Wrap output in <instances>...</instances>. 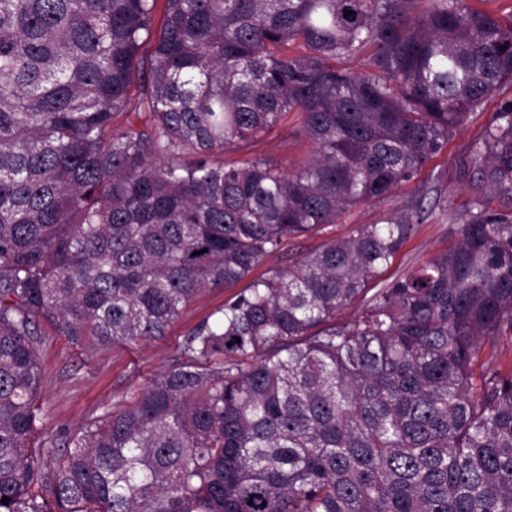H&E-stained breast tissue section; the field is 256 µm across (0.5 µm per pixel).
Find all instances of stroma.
Instances as JSON below:
<instances>
[{
  "mask_svg": "<svg viewBox=\"0 0 512 512\" xmlns=\"http://www.w3.org/2000/svg\"><path fill=\"white\" fill-rule=\"evenodd\" d=\"M509 101H512L511 84L503 86L482 109L473 113L449 140L446 149L414 181L402 185L387 200L357 205L343 223L329 225L323 234L288 240L280 251L254 269V276H262L270 268L287 266L290 260L316 251L325 239L347 237L355 225L382 223L417 198L429 205L442 196L448 200L449 212H461L479 182L474 174H460L459 161L471 142L482 134L493 113ZM311 149V143L289 138L286 127L280 126L271 130L255 151L286 166L307 156ZM447 227V219L439 216L421 224L384 272V279H393L445 250L449 245ZM232 294L229 288L204 293L184 310L166 336L139 344L104 342L92 335L74 342L55 335L51 327H44L45 338L40 347L43 411L39 422L43 435L65 441L71 430L131 402L155 377L178 365L179 347L188 331Z\"/></svg>",
  "mask_w": 512,
  "mask_h": 512,
  "instance_id": "35a3bbf8",
  "label": "stroma"
}]
</instances>
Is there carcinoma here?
I'll return each instance as SVG.
<instances>
[{"label": "carcinoma", "mask_w": 512, "mask_h": 512, "mask_svg": "<svg viewBox=\"0 0 512 512\" xmlns=\"http://www.w3.org/2000/svg\"><path fill=\"white\" fill-rule=\"evenodd\" d=\"M506 81L512 15L469 0H0V512H512V373L482 359L512 339V210L486 197L512 203V101L448 249L385 283L447 200L359 224L63 448L38 433V320L166 335L412 181ZM288 122L313 153L285 170L253 148Z\"/></svg>", "instance_id": "obj_1"}]
</instances>
